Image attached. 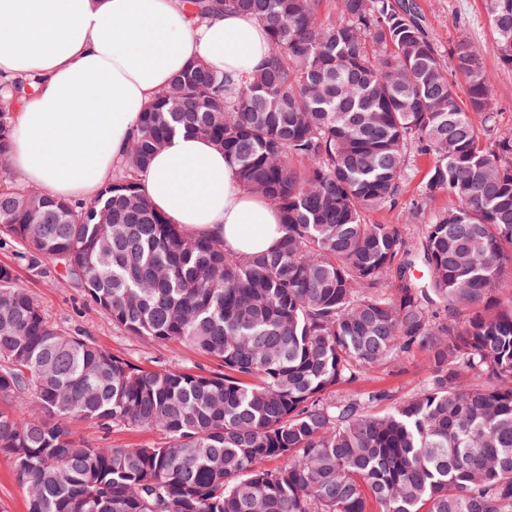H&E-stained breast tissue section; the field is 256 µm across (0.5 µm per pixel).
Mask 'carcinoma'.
Masks as SVG:
<instances>
[{
  "instance_id": "carcinoma-1",
  "label": "carcinoma",
  "mask_w": 512,
  "mask_h": 512,
  "mask_svg": "<svg viewBox=\"0 0 512 512\" xmlns=\"http://www.w3.org/2000/svg\"><path fill=\"white\" fill-rule=\"evenodd\" d=\"M323 2L189 0L202 18L264 23L269 58L238 77L177 74L183 107L155 98L89 203L13 185L34 80L0 87V233L123 334L224 368L134 365L50 321L0 265V454L28 512H512V135L494 133L478 52L443 54L410 0H339L337 15ZM486 9L511 68L512 0ZM178 131L277 207L278 247L236 254L151 207L141 173ZM410 153L430 160L419 196L455 201L411 243L365 220L397 203ZM417 350L431 366L414 394L381 411L387 391L336 394ZM74 418L166 442L91 446Z\"/></svg>"
}]
</instances>
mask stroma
<instances>
[{
    "label": "stroma",
    "instance_id": "1",
    "mask_svg": "<svg viewBox=\"0 0 512 512\" xmlns=\"http://www.w3.org/2000/svg\"><path fill=\"white\" fill-rule=\"evenodd\" d=\"M423 24L441 50H448L465 39L478 50L483 66L491 78L492 98L497 134H512V68L499 61L492 28L484 0H415ZM430 168L428 159L407 158V180L399 203L368 214L376 224L403 225L405 238H412L414 228L409 224L408 210L418 199V190ZM419 200V199H418ZM10 266L17 283L27 289L41 304L47 316L64 329L85 336L95 344L144 368L181 364L190 368L201 366L209 371H220L218 360L206 357L189 346L171 341L149 344L122 335L110 319L99 312L84 292L61 282L55 271L39 274L30 270L20 245L12 240H0V265ZM430 366L427 352L419 350L402 362L375 369L368 378L339 386L342 395L360 390H386L398 398L414 393L425 380ZM73 433L95 446L110 448H136L146 444H160L164 435L152 429L114 427L101 430L94 422L76 420L71 424Z\"/></svg>",
    "mask_w": 512,
    "mask_h": 512
}]
</instances>
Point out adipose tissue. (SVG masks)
<instances>
[{
    "instance_id": "ef3b65f1",
    "label": "adipose tissue",
    "mask_w": 512,
    "mask_h": 512,
    "mask_svg": "<svg viewBox=\"0 0 512 512\" xmlns=\"http://www.w3.org/2000/svg\"><path fill=\"white\" fill-rule=\"evenodd\" d=\"M269 53L262 23L230 12L201 20L182 0H0V76L37 80L8 164L28 185L91 201L175 74L194 61L251 73ZM141 182L170 223L233 252H264L283 236L278 209L246 191L204 137H171Z\"/></svg>"
}]
</instances>
